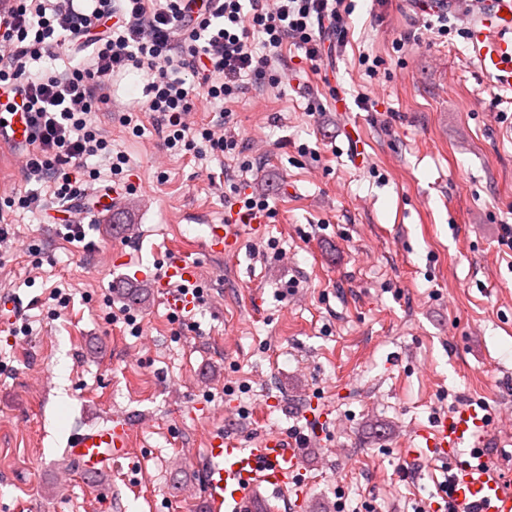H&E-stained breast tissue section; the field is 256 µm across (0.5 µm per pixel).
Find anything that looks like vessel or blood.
I'll return each mask as SVG.
<instances>
[{
	"label": "vessel or blood",
	"mask_w": 512,
	"mask_h": 512,
	"mask_svg": "<svg viewBox=\"0 0 512 512\" xmlns=\"http://www.w3.org/2000/svg\"><path fill=\"white\" fill-rule=\"evenodd\" d=\"M465 28L477 67L486 81L512 94V0H474ZM233 225L211 224L205 248L216 255L233 237ZM200 278V269L187 255H171L163 273L154 280L170 306L180 308L187 301L183 290ZM22 299L0 292V325L14 323L23 315ZM486 415L469 407L440 420L427 440V454L447 466L446 502H433L432 512L451 506L454 512H512V481L499 463L484 453ZM131 429L121 420L75 431L66 454L82 471L96 474L111 469L127 453ZM304 451L277 437L251 448L228 443L223 435L210 438L202 456L206 512H250L258 489L278 494L290 492L296 512L305 500V486L299 482Z\"/></svg>",
	"instance_id": "vessel-or-blood-1"
}]
</instances>
